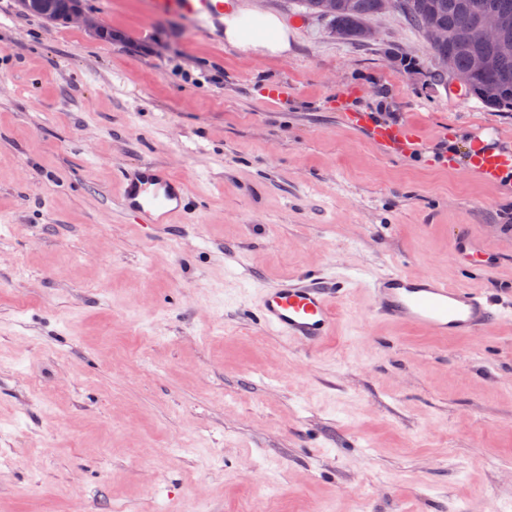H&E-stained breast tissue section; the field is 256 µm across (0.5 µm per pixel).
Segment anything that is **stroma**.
<instances>
[{
  "label": "stroma",
  "mask_w": 512,
  "mask_h": 512,
  "mask_svg": "<svg viewBox=\"0 0 512 512\" xmlns=\"http://www.w3.org/2000/svg\"><path fill=\"white\" fill-rule=\"evenodd\" d=\"M244 5L286 54L149 0H83L108 39L0 0V512H512V319L435 339L365 291L400 267L512 303V168L469 162L512 152V110L437 82L397 12L358 43ZM142 163L189 195L150 234ZM310 273L348 282L313 350L252 315ZM348 118L350 123L355 126L368 127L377 141L387 146L397 147L405 151L411 149L416 140V138L401 134L394 129L371 126L366 117L357 112L348 113ZM473 166L487 181H497L510 166L512 156L494 151H487L472 159ZM121 203L137 224H171L187 203L184 182L162 168L149 164L120 172Z\"/></svg>",
  "instance_id": "obj_1"
}]
</instances>
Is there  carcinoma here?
Instances as JSON below:
<instances>
[{
	"label": "carcinoma",
	"mask_w": 512,
	"mask_h": 512,
	"mask_svg": "<svg viewBox=\"0 0 512 512\" xmlns=\"http://www.w3.org/2000/svg\"><path fill=\"white\" fill-rule=\"evenodd\" d=\"M301 4L328 21L336 36L352 41L368 40V21L381 14V0H336L333 12L326 9L325 0H301ZM397 9L423 34L430 27L448 33L446 40L428 45L432 57L441 64L436 73L441 81L450 70L467 71L473 54L494 53L493 46L480 37L463 44L455 40L454 33L460 28L478 30L480 17L486 12L512 15V0H397ZM464 92L486 106L512 109V55L498 58L494 71L473 77Z\"/></svg>",
	"instance_id": "1"
}]
</instances>
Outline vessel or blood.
I'll return each mask as SVG.
<instances>
[{"label":"vessel or blood","mask_w":512,"mask_h":512,"mask_svg":"<svg viewBox=\"0 0 512 512\" xmlns=\"http://www.w3.org/2000/svg\"><path fill=\"white\" fill-rule=\"evenodd\" d=\"M155 8L180 9L197 24L224 15L223 0H152ZM381 144L411 149L412 136L389 128H373ZM472 163L482 177L494 182L512 167V156L487 151ZM121 203L138 224L171 223L187 203L184 182L161 167L143 164L120 173ZM374 317L405 322L438 337L479 336L504 315L503 303L485 293L454 288L430 275H414L400 268L368 283ZM347 291L344 280L323 274L288 278L260 289L255 317L268 332L307 348L320 346L336 328V304Z\"/></svg>","instance_id":"obj_1"}]
</instances>
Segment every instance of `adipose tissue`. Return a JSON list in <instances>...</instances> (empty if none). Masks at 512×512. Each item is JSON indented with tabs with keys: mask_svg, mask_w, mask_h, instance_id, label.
Segmentation results:
<instances>
[{
	"mask_svg": "<svg viewBox=\"0 0 512 512\" xmlns=\"http://www.w3.org/2000/svg\"><path fill=\"white\" fill-rule=\"evenodd\" d=\"M224 39L249 54H278L288 51V27L276 15L238 8L224 15Z\"/></svg>",
	"mask_w": 512,
	"mask_h": 512,
	"instance_id": "adipose-tissue-1",
	"label": "adipose tissue"
}]
</instances>
